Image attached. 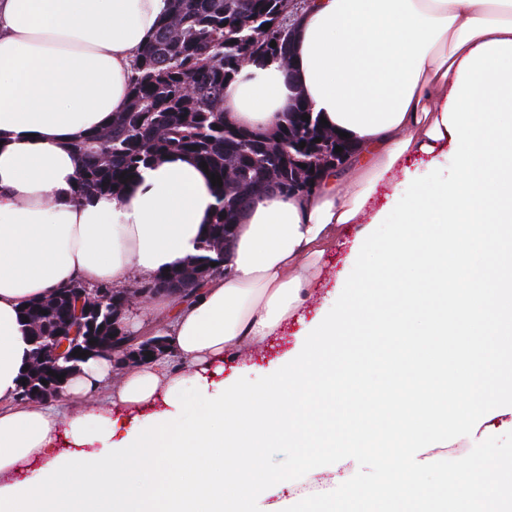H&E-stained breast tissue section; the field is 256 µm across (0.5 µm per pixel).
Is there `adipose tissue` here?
<instances>
[{
    "label": "adipose tissue",
    "mask_w": 512,
    "mask_h": 512,
    "mask_svg": "<svg viewBox=\"0 0 512 512\" xmlns=\"http://www.w3.org/2000/svg\"><path fill=\"white\" fill-rule=\"evenodd\" d=\"M168 0H0V476L40 462L36 478L0 485V512H512V454L486 452L430 478L406 451L447 433L481 443L512 432V0H307L293 20L291 62L246 64L224 88V121L269 133L297 99L348 133L358 152L344 189L328 171L308 195H266L241 216L223 273L199 296L162 297L136 311L179 360L155 359L114 377L89 361L60 392L73 415L17 395L30 360L28 302L73 281L122 290L198 252L216 205L210 176L169 156L142 168L124 196L75 194L73 142L109 126L128 104L131 69ZM452 181L438 179L443 164ZM425 166L434 182L416 179ZM412 183L385 258L413 273L391 284L358 267L339 273L337 305L303 323L262 382L224 359L279 335L316 294L343 227L384 223ZM370 324L404 342L375 382L409 377L401 412L336 410L348 374L345 338ZM459 337L449 345V337ZM218 394H210V377ZM109 388L107 403L98 393ZM192 399L191 424L168 409ZM149 421L132 410L156 401ZM93 477L56 464L59 423ZM112 443L90 449L89 433ZM299 449L306 476L375 450V476L334 474L327 488L282 495L261 449Z\"/></svg>",
    "instance_id": "1"
}]
</instances>
